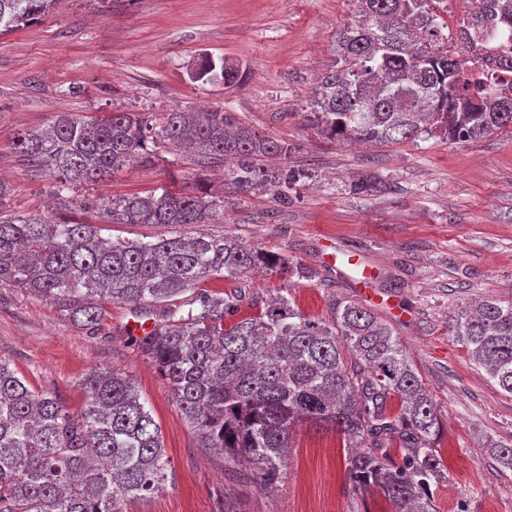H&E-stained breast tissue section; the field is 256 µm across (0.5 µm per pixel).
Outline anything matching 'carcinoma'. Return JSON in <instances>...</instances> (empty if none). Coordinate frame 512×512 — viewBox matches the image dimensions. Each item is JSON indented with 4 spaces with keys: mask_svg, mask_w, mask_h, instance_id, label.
<instances>
[{
    "mask_svg": "<svg viewBox=\"0 0 512 512\" xmlns=\"http://www.w3.org/2000/svg\"><path fill=\"white\" fill-rule=\"evenodd\" d=\"M59 0H0V36L51 12ZM356 20L336 34L335 59L304 120L328 138L393 143L424 134L445 142L478 141L512 128V89L463 79L471 58L458 50L487 44L512 72V0H472L448 41L440 0H355ZM246 69L203 53L194 82H239ZM14 148L54 177L53 195L68 207L79 184L101 180L138 161L153 164L167 149L204 168L221 160L224 184L287 195L306 174H283L263 159L293 146L265 137L231 112H112L100 119L58 113L46 128L17 133ZM348 192L374 196L386 184L364 173ZM113 224H202L224 210V197L202 185L174 193L101 198ZM281 258L234 236L112 239L74 219L51 224L34 216H0V287L51 299L70 320L97 329L105 304L138 311L165 304L161 320L136 340L167 382L202 447L224 456L243 480L273 487L295 423L338 434L357 452L346 476L378 490L392 512H433L434 487L448 479L436 448L441 421L422 379L392 329L352 301L335 302L331 320L306 318L288 289L258 314L236 320L242 291L204 295L181 309L176 297L210 278L238 280ZM451 333L475 364L512 395V302L487 298L450 318ZM83 402L72 411L54 392L34 391L0 360V512H124L171 472L161 429L125 372L102 368L79 381ZM486 449L512 471V445Z\"/></svg>",
    "mask_w": 512,
    "mask_h": 512,
    "instance_id": "cac0c4a2",
    "label": "carcinoma"
}]
</instances>
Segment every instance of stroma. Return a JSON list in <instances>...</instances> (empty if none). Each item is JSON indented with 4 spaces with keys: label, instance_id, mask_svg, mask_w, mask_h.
<instances>
[{
    "label": "stroma",
    "instance_id": "obj_1",
    "mask_svg": "<svg viewBox=\"0 0 512 512\" xmlns=\"http://www.w3.org/2000/svg\"><path fill=\"white\" fill-rule=\"evenodd\" d=\"M353 0H60L52 13L0 36V179L11 189V215H46L53 178L23 161L20 130L47 126L54 113L168 112L211 107L296 145L269 167L308 170L288 199L269 191L224 186L222 168L206 177L224 210L205 224H113L86 202L165 185H191V162L166 154L112 177L76 187L73 218L104 236L150 241L171 235L231 234L252 248L284 256L239 281L212 279L183 293L245 288L240 315L263 310L288 289L307 317L327 319L332 299L362 302L393 327L442 414L439 449L448 479L434 491L436 512H512V471L481 446L491 437L512 444V395L490 379L452 336V313L484 297L512 300V130L481 140L446 143H338L306 126L302 113L330 67L337 31L355 17ZM243 62L232 86L190 81L199 54ZM378 174L390 190L358 198L345 186L357 174ZM339 252L373 266L372 296L328 262ZM303 266L309 279L292 275ZM129 306L111 302L96 331L61 315L21 289L0 288V359L37 391L60 394L71 408L83 400L82 376L118 368L136 382L161 428L172 473L156 493L125 503L126 512H213V497L231 489L243 512H353L347 451L334 431L297 423L273 488L260 491L224 475V459L200 447L166 382L128 334Z\"/></svg>",
    "mask_w": 512,
    "mask_h": 512
}]
</instances>
